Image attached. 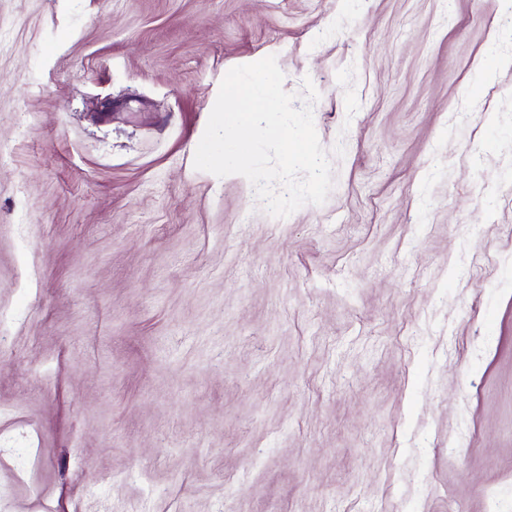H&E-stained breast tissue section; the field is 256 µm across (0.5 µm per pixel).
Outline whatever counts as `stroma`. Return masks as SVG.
<instances>
[{"label":"stroma","instance_id":"35a3bbf8","mask_svg":"<svg viewBox=\"0 0 512 512\" xmlns=\"http://www.w3.org/2000/svg\"><path fill=\"white\" fill-rule=\"evenodd\" d=\"M505 0H0V512H512ZM323 204L196 170L233 67Z\"/></svg>","mask_w":512,"mask_h":512}]
</instances>
